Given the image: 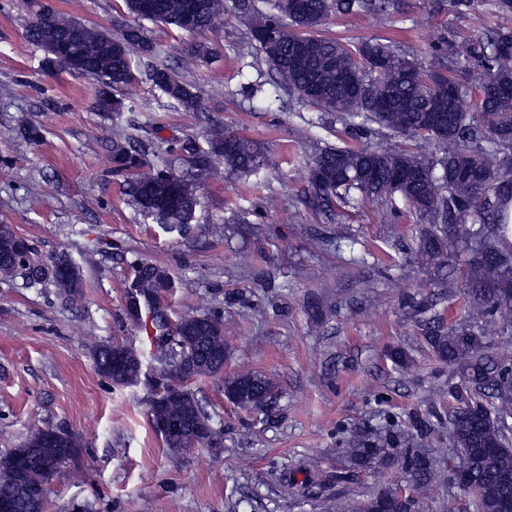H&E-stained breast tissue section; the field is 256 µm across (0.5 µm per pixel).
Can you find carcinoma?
Masks as SVG:
<instances>
[{"mask_svg":"<svg viewBox=\"0 0 512 512\" xmlns=\"http://www.w3.org/2000/svg\"><path fill=\"white\" fill-rule=\"evenodd\" d=\"M132 21L119 31L60 16L45 7L26 29V39L41 49L60 40L80 57L100 86L94 108L118 114L124 99L116 92L135 80L130 48L147 59L149 80L168 98L195 110L204 92L180 73L156 62L157 51L145 36L144 23H161L199 36L213 32L225 16L252 9L246 0H125ZM276 13L261 18L251 37L272 70L289 90L326 112H338L353 129L376 124L412 141L436 144L439 153L419 156L411 150L335 148L322 150L311 168L313 202L325 212L351 204L357 197L400 199L425 222L415 251L417 263L440 269L453 265L452 249L470 254L456 278L447 281L466 303L447 320L436 312L423 320L425 336L435 355L456 368L460 383L448 387V438L460 452L465 481L472 487L474 512H512V355L491 351L490 336L512 327V30L495 28L471 43V57L484 63L480 95L467 100L458 93L448 100L451 119L439 130L425 131L424 118L434 104L442 73L455 78L452 43L444 39L434 50L430 67L417 66L392 44L364 42L353 48L314 34L329 13H367L384 16L392 0H273ZM294 27L288 35L267 37L275 28ZM415 78L406 80L403 72ZM206 146L193 139L175 142L167 153H181L199 173L215 158L230 171L247 177L267 164L261 148L249 138L221 125L206 130ZM112 174L124 177L132 202L152 213L155 223L180 237L194 228L199 205L196 189L176 174L165 156L148 166L144 143L138 137L112 142ZM19 236L0 224V274L18 276L23 285L51 286L59 298L73 299L83 288V273L65 252L47 260L33 257V248H18ZM140 302L148 313L144 329L157 338L169 335V321L151 302L153 278L146 275ZM95 369L117 386L139 381V354L127 349L128 364L112 365V345L92 346ZM166 366L183 383L177 397L158 407L149 401L153 426L172 419L208 425L210 418L184 382L224 373V323L218 317L184 316L171 337ZM235 392L233 403L257 413L268 412L279 396L278 383L259 372L241 371L224 379ZM53 446L36 443L31 434L23 444L0 458V498L14 502V512H43L8 478L12 462L24 464V481H42L44 465L61 448H77L70 433ZM427 431L407 432L411 454L405 457L412 491L426 494L446 477L426 448ZM387 454L375 438L356 433L342 450L343 464L326 472L317 462L301 467L302 485L322 494L332 483L353 482L356 470ZM415 498L390 488L359 500L353 512H412Z\"/></svg>","mask_w":512,"mask_h":512,"instance_id":"carcinoma-1","label":"carcinoma"}]
</instances>
